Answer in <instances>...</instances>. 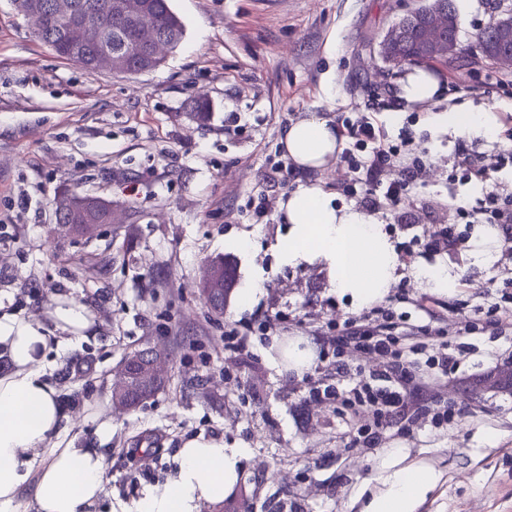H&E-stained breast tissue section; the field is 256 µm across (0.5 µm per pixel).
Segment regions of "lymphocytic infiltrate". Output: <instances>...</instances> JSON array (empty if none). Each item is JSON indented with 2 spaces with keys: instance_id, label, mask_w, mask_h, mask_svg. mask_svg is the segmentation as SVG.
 Returning a JSON list of instances; mask_svg holds the SVG:
<instances>
[{
  "instance_id": "lymphocytic-infiltrate-1",
  "label": "lymphocytic infiltrate",
  "mask_w": 512,
  "mask_h": 512,
  "mask_svg": "<svg viewBox=\"0 0 512 512\" xmlns=\"http://www.w3.org/2000/svg\"><path fill=\"white\" fill-rule=\"evenodd\" d=\"M379 108V103L371 100L364 110L337 121L339 162L349 172V180L341 190L348 197L361 200L371 212L392 216L431 163L426 151L411 147L406 141L397 145L388 140L378 119ZM447 210L450 221L494 224L512 239V193L504 195L499 188H492L483 203L471 209L452 195ZM475 328L471 321L445 328L410 324L397 317L388 305L372 306L360 315L346 318L334 334L316 332L312 339L319 351L328 350L337 357L348 350L375 354L383 364L382 370L364 377L340 362L336 373L353 381V388L314 387L309 395L335 397L355 413L368 410L372 418L354 439L363 448L376 447L391 429L408 430L424 412L430 414L434 426L449 424L455 411L439 396L438 387L461 364V354L453 347L452 337L470 335Z\"/></svg>"
}]
</instances>
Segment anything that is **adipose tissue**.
<instances>
[{
	"label": "adipose tissue",
	"mask_w": 512,
	"mask_h": 512,
	"mask_svg": "<svg viewBox=\"0 0 512 512\" xmlns=\"http://www.w3.org/2000/svg\"><path fill=\"white\" fill-rule=\"evenodd\" d=\"M282 143L307 171L326 168L338 150L335 128L315 117L290 124ZM282 206L290 224L280 244L285 261L323 262L332 287L359 308L389 292L398 256L370 217L334 207L316 185L291 192ZM0 348L10 360L0 375V512H17L29 483L34 512H95L106 494L105 456L97 448H61L54 442L63 413L44 377L51 349L44 327L0 314ZM243 455V449L225 447L220 439L186 440L177 476L150 488L134 512H200L203 504L223 501L239 479ZM381 484L361 512H416L435 477L427 466L401 464L395 451Z\"/></svg>",
	"instance_id": "1"
}]
</instances>
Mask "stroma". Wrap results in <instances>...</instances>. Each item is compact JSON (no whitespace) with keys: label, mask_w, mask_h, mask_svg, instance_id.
Returning <instances> with one entry per match:
<instances>
[{"label":"stroma","mask_w":512,"mask_h":512,"mask_svg":"<svg viewBox=\"0 0 512 512\" xmlns=\"http://www.w3.org/2000/svg\"><path fill=\"white\" fill-rule=\"evenodd\" d=\"M423 0H170L185 26L180 47L153 71L88 73L38 40L12 0H0V313L52 328L53 310L83 304L89 327L45 367L67 421L58 438L103 449L107 496L98 512H132L152 486L173 478L178 451L191 437L241 448L245 512H360L378 491L390 449L426 463L439 476L417 512H512V386L486 387L511 361L505 337L512 317L496 304L512 302V254L490 267L467 253L419 254L400 265L407 299L396 306L418 323L411 298L432 293L438 323L477 318L463 339L464 370L445 396L457 412L443 428L431 422L377 447L353 446L358 421L335 400L309 399L310 386L277 368L273 340L312 346L296 326L319 331L357 309L336 293L322 263L282 262L288 230L281 203L314 182L337 206L364 212L338 183L345 166L304 172L281 145L284 129L317 116L335 119L381 101L390 136L405 134L428 150L434 169L401 205L404 221L448 225L449 192L474 205L487 190L457 169L459 145L493 153L512 114V75L476 63L470 46L491 22V0H454L461 53L432 68L441 93L425 107L401 104L410 66L376 80L378 45L386 30ZM211 103L206 122L192 115L195 99ZM490 111V137L444 129L433 121L448 107ZM282 162L278 181L266 177ZM112 202L115 221L90 243L55 234L60 186ZM266 201V217L254 208ZM250 240L247 251L235 242ZM92 255L88 269L83 255ZM224 256L237 288L258 282L256 307L275 315L243 353L224 348V327L250 310L231 296L223 317L198 293V272ZM446 268L452 292H430L418 270ZM169 352L168 384L134 412H116L112 369L147 345ZM112 432L99 434L102 420Z\"/></svg>","instance_id":"stroma-1"}]
</instances>
